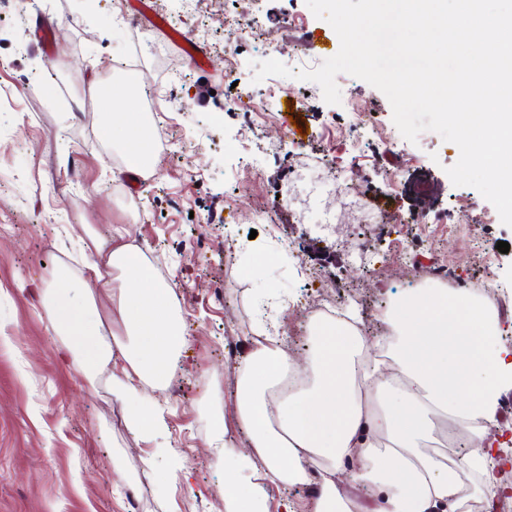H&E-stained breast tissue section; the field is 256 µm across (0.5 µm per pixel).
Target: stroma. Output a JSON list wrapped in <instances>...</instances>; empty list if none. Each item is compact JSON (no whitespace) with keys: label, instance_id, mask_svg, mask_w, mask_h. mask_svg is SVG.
<instances>
[{"label":"stroma","instance_id":"1","mask_svg":"<svg viewBox=\"0 0 512 512\" xmlns=\"http://www.w3.org/2000/svg\"><path fill=\"white\" fill-rule=\"evenodd\" d=\"M151 5V18L176 21L207 62L198 65L164 32L144 33L138 80L156 99L138 93L124 109L149 116L176 145L156 154L152 175L134 183L102 135L114 106L99 88L105 78L124 83L136 0H0V93L12 100L0 108V512H224V459L206 445L207 391L215 384L233 391L238 361L268 323L286 337L289 355L303 357L315 277L349 287L370 337L403 295L431 287V267L468 282L497 274L512 295V251L496 247L512 244V228L476 189L451 183L446 169L459 159L456 144L426 131L394 149L377 136L347 155L340 150L349 135L346 101L377 111L390 129L382 92L345 74L341 104L329 105L312 82L253 83L264 40L232 34L228 12L260 17L291 67L300 43L323 60L340 48L305 0H201L195 12L184 0ZM230 61L254 99L277 98L288 111L228 109ZM290 121L307 139L297 153L286 143ZM242 156L255 160L243 173ZM330 168L352 171L353 188L400 218L395 233L314 225L313 211L292 196L295 176ZM389 173L395 184L385 182ZM261 201L275 223L256 218ZM470 202L482 223L466 237L450 234L444 216ZM117 224L172 286L189 336L177 371L154 394L168 425L163 443L186 470L173 484L147 479L169 460L127 430L109 370L91 385L64 364L60 337L23 288L49 281L60 265L81 269L87 229L104 238ZM362 246L381 260L380 270L357 258Z\"/></svg>","mask_w":512,"mask_h":512}]
</instances>
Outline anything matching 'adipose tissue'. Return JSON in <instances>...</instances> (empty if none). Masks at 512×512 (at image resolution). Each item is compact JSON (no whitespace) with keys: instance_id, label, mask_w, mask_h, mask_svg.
<instances>
[{"instance_id":"ef3b65f1","label":"adipose tissue","mask_w":512,"mask_h":512,"mask_svg":"<svg viewBox=\"0 0 512 512\" xmlns=\"http://www.w3.org/2000/svg\"><path fill=\"white\" fill-rule=\"evenodd\" d=\"M118 124L125 127L126 172L151 170L143 119L129 123L113 113L104 134ZM84 269L77 277L63 266L39 284L49 330L87 381L111 367L112 396L126 408L129 430L156 439L165 421L153 393L188 343L173 289L122 226L113 227L109 242L93 240ZM116 270L127 276L117 297ZM74 288L83 292L81 304L69 296ZM105 297L122 324L115 338L99 309ZM386 325L381 356L366 361L364 337L344 319H312L301 364L278 333L252 338L232 395L215 387L207 393L211 444L232 475L224 486L227 512H354L351 485L377 500L373 512H458L457 473L435 446L444 422H454L470 434L466 468L488 475L497 445L489 431L498 425L502 396L512 392V346L501 339L494 302L444 288L410 295ZM233 424L247 447L228 439ZM285 487H308L312 496L270 504V490Z\"/></svg>"}]
</instances>
